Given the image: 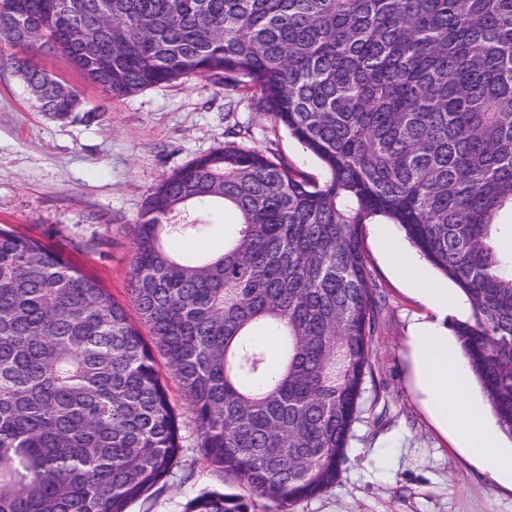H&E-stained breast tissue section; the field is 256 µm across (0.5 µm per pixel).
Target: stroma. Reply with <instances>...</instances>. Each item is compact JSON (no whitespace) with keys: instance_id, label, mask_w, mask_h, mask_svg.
Listing matches in <instances>:
<instances>
[{"instance_id":"35a3bbf8","label":"stroma","mask_w":512,"mask_h":512,"mask_svg":"<svg viewBox=\"0 0 512 512\" xmlns=\"http://www.w3.org/2000/svg\"><path fill=\"white\" fill-rule=\"evenodd\" d=\"M18 57L78 90L97 118L60 120L39 111L15 72ZM230 141L316 181L326 178L321 163L238 82L192 77L113 99L54 52L0 42V225L61 249L123 305L131 303V231L145 198L164 176ZM386 231L399 233L382 219L363 227L369 283L381 297L365 411L336 485L291 512H512V484L489 478L428 410L410 336L415 322L435 312L396 274ZM168 389L182 414L184 453L164 486L128 512H184L207 489L246 496L206 462L180 388L172 382Z\"/></svg>"}]
</instances>
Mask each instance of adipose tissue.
<instances>
[{
  "label": "adipose tissue",
  "instance_id": "obj_1",
  "mask_svg": "<svg viewBox=\"0 0 512 512\" xmlns=\"http://www.w3.org/2000/svg\"><path fill=\"white\" fill-rule=\"evenodd\" d=\"M392 257L397 272L435 309V318L415 323L411 334L419 384L431 412L444 428L457 431L462 449L491 479L512 482V448L501 447L498 427L482 421V408L464 384V359L448 347L447 292L431 287L404 250L394 249Z\"/></svg>",
  "mask_w": 512,
  "mask_h": 512
}]
</instances>
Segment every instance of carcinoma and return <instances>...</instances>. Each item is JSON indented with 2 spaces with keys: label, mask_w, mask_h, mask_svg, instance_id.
Listing matches in <instances>:
<instances>
[{
  "label": "carcinoma",
  "mask_w": 512,
  "mask_h": 512,
  "mask_svg": "<svg viewBox=\"0 0 512 512\" xmlns=\"http://www.w3.org/2000/svg\"><path fill=\"white\" fill-rule=\"evenodd\" d=\"M0 0V40L53 46L113 99L191 76H241L322 163L311 183L225 145L162 179L132 229L123 304L62 252L0 228V512H126L183 453L180 386L206 459L290 512L336 484L362 412L378 299L362 228L377 218L465 296L451 324L512 439V0H73L68 31L36 10L26 38ZM36 106L91 117L22 61ZM229 209L214 252H180ZM261 336L278 339L271 371ZM218 491L186 512H249Z\"/></svg>",
  "instance_id": "cac0c4a2"
}]
</instances>
